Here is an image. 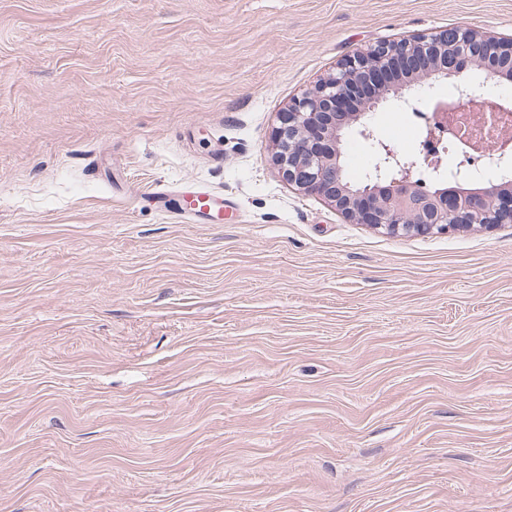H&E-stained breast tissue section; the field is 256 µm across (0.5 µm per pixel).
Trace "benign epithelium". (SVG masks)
Wrapping results in <instances>:
<instances>
[{
    "instance_id": "7a95c632",
    "label": "benign epithelium",
    "mask_w": 512,
    "mask_h": 512,
    "mask_svg": "<svg viewBox=\"0 0 512 512\" xmlns=\"http://www.w3.org/2000/svg\"><path fill=\"white\" fill-rule=\"evenodd\" d=\"M496 81L512 82V37L457 27L409 34L397 40L356 49L309 91L293 98L278 115L272 133V158L288 185L321 198L355 224H367L396 236H429L461 227L512 223V180H489L464 186L465 168L453 180L428 184L417 168L438 172L442 155L423 151L407 158L374 135L367 117L384 100V77L407 75L400 89L425 81L459 77L472 68ZM452 104L442 102L423 115V145L453 133L448 119ZM495 101L483 103L475 122L495 130L491 153L512 159V129L498 121ZM357 131L367 140L378 164L367 183L352 185L344 170L343 137Z\"/></svg>"
}]
</instances>
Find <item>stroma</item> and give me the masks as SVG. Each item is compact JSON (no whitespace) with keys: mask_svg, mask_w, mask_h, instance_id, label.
<instances>
[{"mask_svg":"<svg viewBox=\"0 0 512 512\" xmlns=\"http://www.w3.org/2000/svg\"><path fill=\"white\" fill-rule=\"evenodd\" d=\"M455 26L512 0H0V512H512V223L391 235L272 160L350 51ZM224 207V199L204 189L196 188L182 194L180 213L187 219L209 220L212 212L217 210V216Z\"/></svg>","mask_w":512,"mask_h":512,"instance_id":"35a3bbf8","label":"stroma"}]
</instances>
